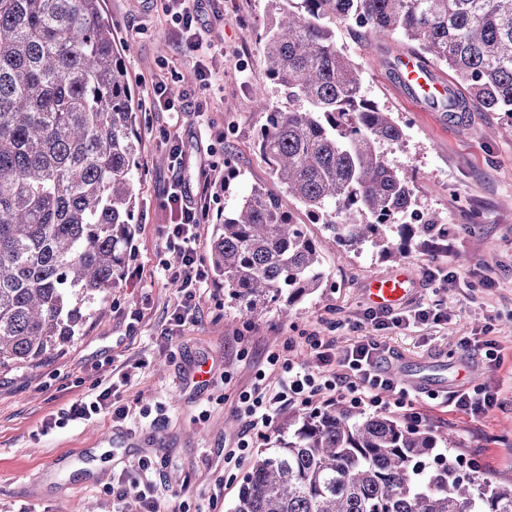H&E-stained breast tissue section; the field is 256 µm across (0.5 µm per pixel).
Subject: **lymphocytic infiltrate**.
Wrapping results in <instances>:
<instances>
[{"label": "lymphocytic infiltrate", "mask_w": 512, "mask_h": 512, "mask_svg": "<svg viewBox=\"0 0 512 512\" xmlns=\"http://www.w3.org/2000/svg\"><path fill=\"white\" fill-rule=\"evenodd\" d=\"M202 0H166V10L184 36L186 48L194 55H201L203 43L198 23ZM210 180H203L201 198L190 196L180 182H173L166 191L165 206L171 222L167 246L181 254L183 261L178 269L169 271L168 278L176 286L183 308H190L205 281L198 258L196 244L201 224L209 220V210L203 196L209 195ZM305 343L314 353L310 365L282 358L278 353L266 357L269 366H281L286 378L276 390L262 384L242 391L236 410L245 428L234 447L225 449L224 464L240 468L252 453L253 438L262 434L278 412L289 404L306 405L321 401L325 406L343 405L351 410L371 408L391 410L408 426L425 425L426 418L417 412L407 388L398 386L383 366L384 358L377 345L360 344L344 353H337L331 342L317 336L306 337ZM111 389L92 393L72 404L61 414V423L88 420L104 409H111L113 420L120 421L129 415L127 406H112Z\"/></svg>", "instance_id": "obj_1"}]
</instances>
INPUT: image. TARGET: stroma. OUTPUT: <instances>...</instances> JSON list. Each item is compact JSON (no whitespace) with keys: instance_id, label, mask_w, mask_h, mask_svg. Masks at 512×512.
Instances as JSON below:
<instances>
[{"instance_id":"35a3bbf8","label":"stroma","mask_w":512,"mask_h":512,"mask_svg":"<svg viewBox=\"0 0 512 512\" xmlns=\"http://www.w3.org/2000/svg\"><path fill=\"white\" fill-rule=\"evenodd\" d=\"M269 9L267 0H206L201 25L210 49L200 62L212 77L204 89L197 61L174 38L164 0H103L114 44L131 47L124 61L141 146L137 231L122 280L78 336L35 366L0 369V512H124L118 476L145 456L154 462L149 479L161 500L178 499L185 512L201 501L212 502L211 512H230L245 472L224 467V451L239 437L224 422L236 417L238 395L252 387L267 355L290 340L306 359L304 339L312 334L341 351L377 344L392 366L442 378L448 392L492 378L499 404L486 417L437 404L427 385L414 407L429 429L453 433L452 457L477 458L483 479L512 481V119L478 109L449 114L412 100L387 66L407 48L402 37L379 40L349 23L335 26L338 49L362 71L365 97L403 127L404 141L383 149L415 170L416 208L447 226V244L415 246L397 258L376 248L351 250L340 260L322 226L309 223L291 199L288 208L320 245L324 288L285 319L275 307L240 311L211 277L195 308L174 321L180 297L163 274L172 256L163 198L173 172L156 163L168 151L166 136L183 146L188 193L198 194L200 172L215 182L206 199L211 212H223L257 183L284 193L255 146L265 121L255 97L289 108L266 77L257 37ZM159 78L189 103L178 118L144 103L146 86ZM229 161L236 177L228 182ZM460 254L468 264L457 263ZM402 269L413 281L407 301L373 310L364 295L368 281ZM415 309L446 318L405 321ZM396 315L401 323H393ZM490 343L502 350V365L487 362ZM110 386L130 409L126 420L113 421L107 409L55 427L60 410Z\"/></svg>"}]
</instances>
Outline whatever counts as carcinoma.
I'll return each mask as SVG.
<instances>
[{"label":"carcinoma","instance_id":"carcinoma-1","mask_svg":"<svg viewBox=\"0 0 512 512\" xmlns=\"http://www.w3.org/2000/svg\"><path fill=\"white\" fill-rule=\"evenodd\" d=\"M259 34L270 80L298 107L266 116L270 175L338 246L388 256L448 240L414 209V173L381 150L402 127L363 95L336 46L341 20L448 68L442 112L471 104L512 118V0H269ZM136 110L101 0H0V369L69 343L88 305L123 275L136 232ZM404 215L415 223L401 224ZM399 224L402 245L386 229ZM224 296L282 315L325 283L315 240L252 185L215 224L207 257ZM452 435L390 415L298 412L255 456L230 512H512V482L458 472Z\"/></svg>","mask_w":512,"mask_h":512}]
</instances>
